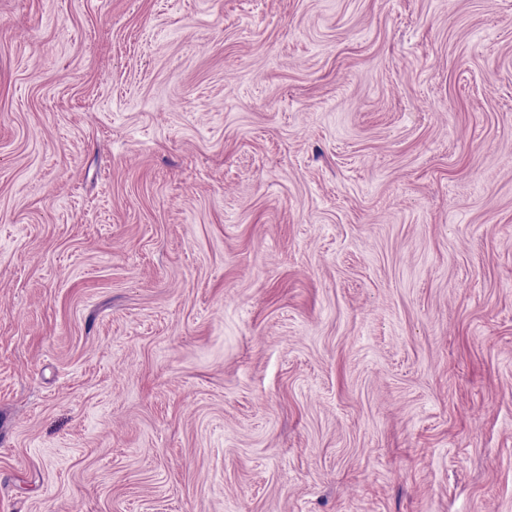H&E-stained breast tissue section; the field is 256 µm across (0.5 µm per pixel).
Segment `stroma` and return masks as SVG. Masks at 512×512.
Wrapping results in <instances>:
<instances>
[{"label": "stroma", "mask_w": 512, "mask_h": 512, "mask_svg": "<svg viewBox=\"0 0 512 512\" xmlns=\"http://www.w3.org/2000/svg\"><path fill=\"white\" fill-rule=\"evenodd\" d=\"M0 512H512V0H0Z\"/></svg>", "instance_id": "1"}]
</instances>
